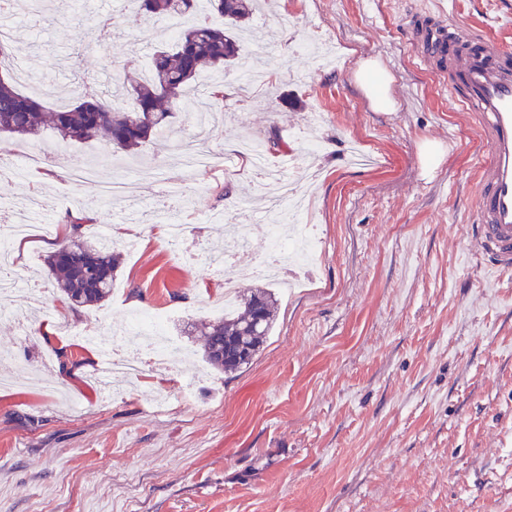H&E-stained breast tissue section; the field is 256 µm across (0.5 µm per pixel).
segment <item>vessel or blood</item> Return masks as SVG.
Segmentation results:
<instances>
[{
  "instance_id": "vessel-or-blood-1",
  "label": "vessel or blood",
  "mask_w": 512,
  "mask_h": 512,
  "mask_svg": "<svg viewBox=\"0 0 512 512\" xmlns=\"http://www.w3.org/2000/svg\"><path fill=\"white\" fill-rule=\"evenodd\" d=\"M421 58L448 76L464 111L476 113L489 146L475 198L473 250L512 271V46L442 28H418Z\"/></svg>"
}]
</instances>
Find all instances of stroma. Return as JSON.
I'll list each match as a JSON object with an SVG mask.
<instances>
[{
	"instance_id": "obj_1",
	"label": "stroma",
	"mask_w": 512,
	"mask_h": 512,
	"mask_svg": "<svg viewBox=\"0 0 512 512\" xmlns=\"http://www.w3.org/2000/svg\"><path fill=\"white\" fill-rule=\"evenodd\" d=\"M11 10V47L39 76L68 88L74 71L95 91L149 61L163 31L109 0L49 14ZM269 81L250 97L237 70L202 72L197 89H232L214 105L208 142L230 154L247 136H278L319 173L308 223L316 260L288 268L276 323L252 363L226 373L203 358L187 321L224 316L228 271L248 269L265 223L249 221L252 247L226 239L242 200L260 208L251 171L204 169L192 180L168 161L171 139L194 141L191 111L133 158L99 141L54 158L55 179L32 190L0 173V202L39 194L36 224H65L82 205L111 230L135 214L138 248L123 249L111 297L75 306L54 286L46 258L63 233L16 242L45 303L26 318L0 304V512H512V271L476 255L471 237L477 167L488 145L448 82L418 58L416 25L461 26L512 43V0H263L250 21ZM368 58L389 74L395 110H375L355 74ZM444 156L425 170L424 141ZM98 157V179L76 183L74 160ZM135 184L99 204V184ZM183 194L188 256L157 232L163 186ZM169 311L167 329L190 365L148 369L103 390L90 347L46 341L54 317L81 328ZM193 385L196 402L178 392Z\"/></svg>"
}]
</instances>
